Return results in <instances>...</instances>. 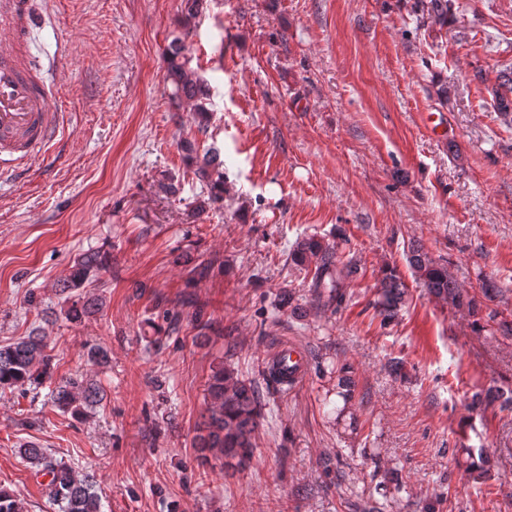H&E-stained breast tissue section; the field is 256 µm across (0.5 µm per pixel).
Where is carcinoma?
Segmentation results:
<instances>
[{"instance_id":"cac0c4a2","label":"carcinoma","mask_w":512,"mask_h":512,"mask_svg":"<svg viewBox=\"0 0 512 512\" xmlns=\"http://www.w3.org/2000/svg\"><path fill=\"white\" fill-rule=\"evenodd\" d=\"M432 22L440 26L448 24V0H427L422 4ZM202 9V0H184V27L190 29ZM166 78L174 88L175 96L193 102L199 121L208 119L204 100L208 89L190 59L183 54L178 41H173L165 57ZM187 161L194 166V175L210 184L209 201L214 203L224 194V162L218 150H207L203 155L193 154L187 148ZM292 257L294 262L311 274L317 302L326 308L342 303L345 284L354 273L352 263H344L336 257L334 248L313 237L296 242ZM408 263L416 281L426 292L457 308H467L474 317L477 330H485L478 318L480 305L475 297L464 292L448 274V268L437 263L420 246H412ZM110 267V258L98 252H87L77 258L69 277L62 282L60 294L71 301L72 291L84 288L98 280ZM406 295V285L396 271L386 268L380 279L379 299L376 307L384 318H392ZM99 310V302L93 298L72 301L67 319L79 321ZM45 336L34 329L28 335L0 345V390L23 389L27 386L52 385L50 398L55 407L77 420L90 417L104 401V393L96 382L88 377H69L59 380L51 371V355L46 352ZM349 368H336L338 395L348 402L352 398ZM208 417L203 422L206 434L198 437V448L203 459L213 456L224 460V468H241L254 454V433L261 417L260 391L254 383L238 377L234 370L220 366L209 381ZM19 456L30 465L37 475L48 477L46 488L49 498L58 512H102L101 497L91 473L76 474L64 461L56 458L48 449L34 442L20 446ZM0 512H26L25 501L0 490Z\"/></svg>"}]
</instances>
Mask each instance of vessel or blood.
Returning <instances> with one entry per match:
<instances>
[{"instance_id": "vessel-or-blood-1", "label": "vessel or blood", "mask_w": 512, "mask_h": 512, "mask_svg": "<svg viewBox=\"0 0 512 512\" xmlns=\"http://www.w3.org/2000/svg\"><path fill=\"white\" fill-rule=\"evenodd\" d=\"M28 15L29 0H0V30L11 36L0 50V179L48 154L64 125L63 113L51 105L26 57L21 20ZM265 368L281 388H292L306 380L308 356L302 347L285 342L267 357Z\"/></svg>"}]
</instances>
